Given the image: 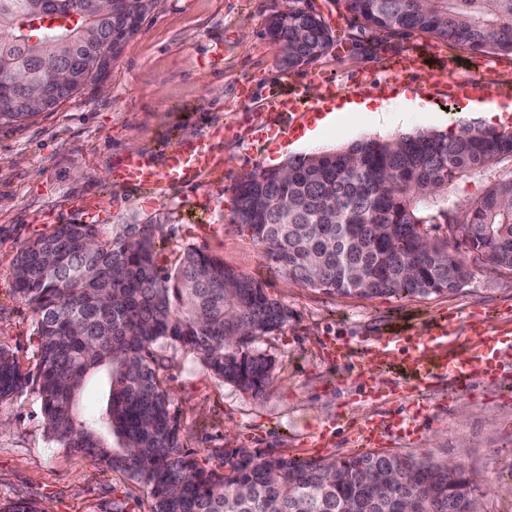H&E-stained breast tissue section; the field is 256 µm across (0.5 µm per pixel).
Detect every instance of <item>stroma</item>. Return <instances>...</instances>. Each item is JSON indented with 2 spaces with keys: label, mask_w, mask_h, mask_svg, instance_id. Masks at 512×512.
Listing matches in <instances>:
<instances>
[{
  "label": "stroma",
  "mask_w": 512,
  "mask_h": 512,
  "mask_svg": "<svg viewBox=\"0 0 512 512\" xmlns=\"http://www.w3.org/2000/svg\"><path fill=\"white\" fill-rule=\"evenodd\" d=\"M309 10L333 32L334 47L313 64L282 67V48L265 34L269 15L288 7ZM420 50L426 64L397 74L390 56ZM473 51L428 32L388 36L366 27L343 0H160L113 60L104 87H88L32 119L0 124V346L22 369L37 360V317L14 290L19 250L59 224H98L109 235L129 224L155 227L157 264L174 270L194 246L259 280L288 310L279 331L259 340L274 359L273 381L260 394L214 377L182 348L160 345L164 386L185 450L207 468L221 467L225 450L247 448L302 460L355 454L339 416L393 421L427 406L414 432L390 434L387 454H428L462 465L477 484L484 512H512V349L497 354L498 376H475L458 393L435 383L414 390L398 364L383 376L387 398L361 399L357 364L372 363L369 342L388 327L427 325L453 317L458 340L472 328L486 336L512 332V271L474 261L456 239L448 251L471 274L451 292L396 297L329 296L277 271L233 223L235 187L247 173L273 161L333 152L369 138L484 127L476 99L512 84V56H495L492 69L473 75ZM337 104L384 100V118L362 117L297 146V133L267 137L265 107L276 91L318 100L326 84ZM217 137L220 173L200 185L165 191L111 182L113 166L131 154L162 161L201 138ZM354 347L353 360L331 359L336 344ZM333 423L329 447L300 441ZM34 501L47 512H149L145 483L46 434L33 386L0 402V503Z\"/></svg>",
  "instance_id": "35a3bbf8"
}]
</instances>
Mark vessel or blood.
I'll return each instance as SVG.
<instances>
[{
    "label": "vessel or blood",
    "instance_id": "b4317fda",
    "mask_svg": "<svg viewBox=\"0 0 512 512\" xmlns=\"http://www.w3.org/2000/svg\"><path fill=\"white\" fill-rule=\"evenodd\" d=\"M268 110L278 124L287 116L303 121L315 113L314 108L303 105L300 97L289 95L270 96ZM215 166L213 142L200 139L168 154L160 164L142 155L126 156L114 168L112 176L129 188L164 190L200 182L209 177ZM371 349L381 360L394 350H401L406 371L417 385L424 387L446 380L460 389L472 375L490 374L497 368L494 354L484 342L460 348L455 330L444 316L437 317L423 332L415 328L384 331L373 339ZM383 434L380 422L370 419L354 428L352 440L360 446H376Z\"/></svg>",
    "mask_w": 512,
    "mask_h": 512
}]
</instances>
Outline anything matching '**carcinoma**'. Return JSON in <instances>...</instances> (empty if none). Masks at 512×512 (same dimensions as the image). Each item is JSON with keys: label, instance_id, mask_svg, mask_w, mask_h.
I'll return each mask as SVG.
<instances>
[{"label": "carcinoma", "instance_id": "obj_1", "mask_svg": "<svg viewBox=\"0 0 512 512\" xmlns=\"http://www.w3.org/2000/svg\"><path fill=\"white\" fill-rule=\"evenodd\" d=\"M366 26L391 35L423 31L482 55L512 54V0H344ZM87 0H0V91L13 103L0 123L32 118L95 83L87 44L108 42L113 22ZM267 35L292 69L334 46L321 18L289 7L271 13ZM52 65L78 75L30 106L12 87ZM476 180L460 206L449 188ZM233 220L283 273L329 294L430 295L470 274L448 253L459 235L474 259L512 271V132L462 126L255 170L236 188ZM446 233L440 235V229ZM15 291L37 316L35 377L0 347V401L34 380L49 440L106 463L150 488V512H466L477 487L458 465L428 455L356 454L299 460L246 448L208 469L183 450L163 387L159 344L198 356L217 378L260 393L275 369L257 352L280 330L284 306L255 279L189 247L172 272L155 261V227L105 236L96 224H60L29 241L14 263ZM108 381L106 406L81 411L88 380Z\"/></svg>", "mask_w": 512, "mask_h": 512}]
</instances>
